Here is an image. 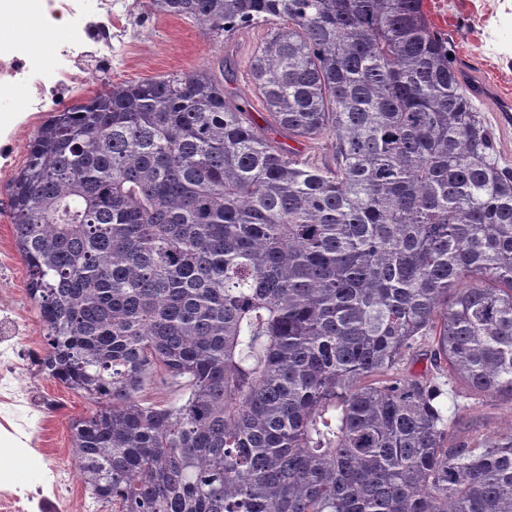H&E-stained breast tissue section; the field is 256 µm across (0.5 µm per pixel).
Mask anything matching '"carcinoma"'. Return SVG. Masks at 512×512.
Wrapping results in <instances>:
<instances>
[{"mask_svg":"<svg viewBox=\"0 0 512 512\" xmlns=\"http://www.w3.org/2000/svg\"><path fill=\"white\" fill-rule=\"evenodd\" d=\"M423 2L148 0L270 26L266 126L202 69L37 129L8 198L36 367L94 405L71 449L112 512H512V433L439 407L441 378L512 401V168ZM277 139L288 145L291 150L299 154L300 158H314L316 163L332 161L333 148L330 138H322L316 142H309L302 139H288L277 135Z\"/></svg>","mask_w":512,"mask_h":512,"instance_id":"obj_1","label":"carcinoma"}]
</instances>
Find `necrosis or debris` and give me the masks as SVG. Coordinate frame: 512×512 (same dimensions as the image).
<instances>
[{"label":"necrosis or debris","instance_id":"necrosis-or-debris-1","mask_svg":"<svg viewBox=\"0 0 512 512\" xmlns=\"http://www.w3.org/2000/svg\"><path fill=\"white\" fill-rule=\"evenodd\" d=\"M37 10L74 22L50 69L31 68L26 43L13 36L16 18ZM111 15L112 0H0V98L20 99L24 111L40 112L58 90L81 84L92 73L85 43L101 52L112 50ZM18 459L46 474L48 484L31 489L0 484V512H77L79 484L71 449L0 447L1 464Z\"/></svg>","mask_w":512,"mask_h":512}]
</instances>
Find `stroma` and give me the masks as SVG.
I'll return each mask as SVG.
<instances>
[{"instance_id":"obj_1","label":"stroma","mask_w":512,"mask_h":512,"mask_svg":"<svg viewBox=\"0 0 512 512\" xmlns=\"http://www.w3.org/2000/svg\"><path fill=\"white\" fill-rule=\"evenodd\" d=\"M424 10L433 26L447 33L453 59L467 81L487 88L477 105L495 137L501 163L512 167V112L500 109L502 97H512V0H424ZM112 27L125 32L123 40L112 44V82L215 70L228 56L235 67L227 88L245 102L255 121L265 117L249 66L266 26L240 29L218 45L191 20L155 16L145 6L133 9L127 0H114ZM46 118L43 112L27 117L11 133L9 146L0 149V346L21 365L14 385L30 401L13 410L30 447L67 448L72 419L89 415L93 406L81 393L35 371L33 359L43 347V331L27 298L28 269L15 247L7 207L10 180L25 164L29 141ZM441 406L452 421L455 441L469 443L512 432V400L474 395L462 381L446 386Z\"/></svg>"}]
</instances>
